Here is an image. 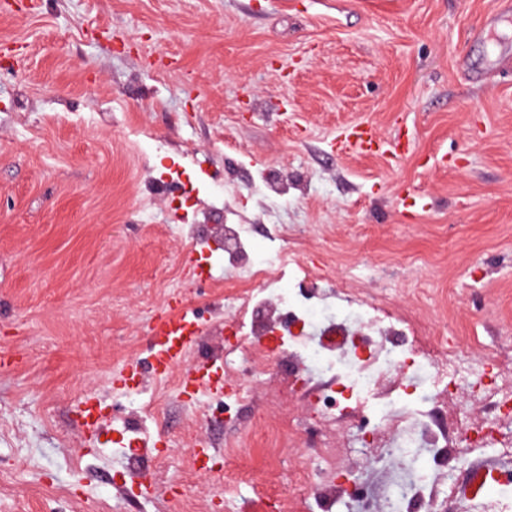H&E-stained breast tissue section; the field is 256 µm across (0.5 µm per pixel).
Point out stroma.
Returning a JSON list of instances; mask_svg holds the SVG:
<instances>
[{
    "instance_id": "35a3bbf8",
    "label": "stroma",
    "mask_w": 512,
    "mask_h": 512,
    "mask_svg": "<svg viewBox=\"0 0 512 512\" xmlns=\"http://www.w3.org/2000/svg\"><path fill=\"white\" fill-rule=\"evenodd\" d=\"M499 0H0V512H241L185 483L200 439L250 449L255 410L207 419L210 396L156 389L146 320L182 285L224 306L223 222L306 224L320 274L400 300L430 291L439 332L512 360V71L472 80L470 54L512 51ZM371 125L381 151L342 148ZM409 141L405 154L385 148ZM288 193L264 197L262 176ZM137 362L142 387L114 385ZM110 418L86 440L81 400ZM169 451L148 498L113 495L131 440ZM366 502L402 473L355 446Z\"/></svg>"
}]
</instances>
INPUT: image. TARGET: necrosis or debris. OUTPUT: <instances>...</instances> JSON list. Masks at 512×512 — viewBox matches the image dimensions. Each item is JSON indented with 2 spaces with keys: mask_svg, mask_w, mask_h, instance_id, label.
Listing matches in <instances>:
<instances>
[{
  "mask_svg": "<svg viewBox=\"0 0 512 512\" xmlns=\"http://www.w3.org/2000/svg\"><path fill=\"white\" fill-rule=\"evenodd\" d=\"M222 230L224 268L235 286L224 297L222 334L203 337L200 345L206 356L223 358L225 375L235 379L232 398L302 403L301 415L279 418L267 433L274 451L300 429L313 435L312 442L299 441L287 478L258 490L260 502L285 486L305 512L315 504L331 512L337 498L350 494L356 474L344 448L365 407L346 402L363 389L378 400L371 447L427 456L426 467L396 479L394 498L382 512H438L434 487L451 476L460 457L512 444L495 420L472 410L485 401L499 410L512 404V366L505 360L474 361L468 342L438 334L419 306H398L391 295L311 277L280 250L256 257L246 243L251 225ZM290 266L302 277L303 302L293 309L280 289Z\"/></svg>",
  "mask_w": 512,
  "mask_h": 512,
  "instance_id": "obj_1",
  "label": "necrosis or debris"
}]
</instances>
